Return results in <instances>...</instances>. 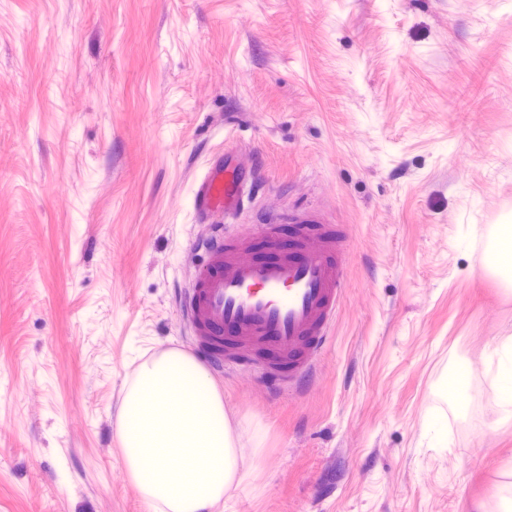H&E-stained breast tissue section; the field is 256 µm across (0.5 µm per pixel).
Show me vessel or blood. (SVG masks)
I'll return each instance as SVG.
<instances>
[{
	"instance_id": "b4317fda",
	"label": "vessel or blood",
	"mask_w": 512,
	"mask_h": 512,
	"mask_svg": "<svg viewBox=\"0 0 512 512\" xmlns=\"http://www.w3.org/2000/svg\"><path fill=\"white\" fill-rule=\"evenodd\" d=\"M253 180V169L228 154L212 157L194 184L196 222L233 223ZM290 221L294 247L273 246L263 255L217 229L181 305L205 363L236 360L253 345L264 348L265 381L274 394L324 348L346 286L341 240L312 214L298 213Z\"/></svg>"
}]
</instances>
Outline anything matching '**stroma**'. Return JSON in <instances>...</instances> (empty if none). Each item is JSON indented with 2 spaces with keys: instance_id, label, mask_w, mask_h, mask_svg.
<instances>
[{
  "instance_id": "35a3bbf8",
  "label": "stroma",
  "mask_w": 512,
  "mask_h": 512,
  "mask_svg": "<svg viewBox=\"0 0 512 512\" xmlns=\"http://www.w3.org/2000/svg\"><path fill=\"white\" fill-rule=\"evenodd\" d=\"M226 148L255 179L225 235L317 213L348 284L303 386L270 396L260 351L211 371L259 460L214 512H499L512 0H0V512H147L123 390L195 350L192 188ZM488 258L494 262L500 273L506 277H512V235L494 236L488 244ZM444 398L453 403L460 411L467 407L468 393L464 376L460 372H451L448 376V382L441 390Z\"/></svg>"
}]
</instances>
